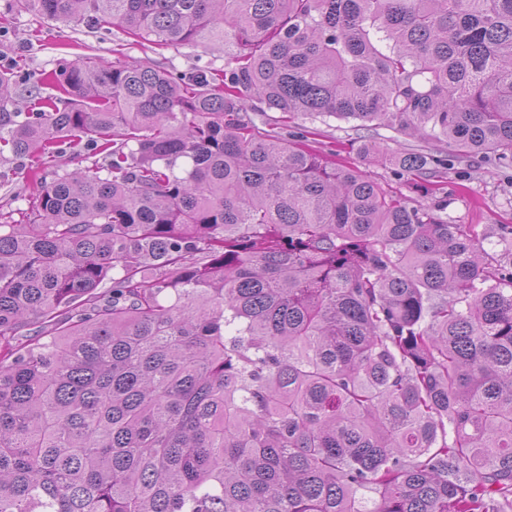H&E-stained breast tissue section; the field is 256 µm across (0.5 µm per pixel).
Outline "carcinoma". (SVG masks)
I'll list each match as a JSON object with an SVG mask.
<instances>
[{
  "instance_id": "obj_1",
  "label": "carcinoma",
  "mask_w": 512,
  "mask_h": 512,
  "mask_svg": "<svg viewBox=\"0 0 512 512\" xmlns=\"http://www.w3.org/2000/svg\"><path fill=\"white\" fill-rule=\"evenodd\" d=\"M14 2L225 63L63 59L37 112L0 70V512H512V225L247 117L426 141L359 152L431 195L511 170L512 0ZM297 122L302 123L307 127V130L313 132L308 135L307 141V144L312 149L327 151L330 148H336V150L340 151L341 156L357 166L368 178L400 192L412 205L418 203L432 205L435 201L434 197L430 195L425 196L421 191L415 189L409 180L410 178L395 177L391 166L382 165L380 162L364 160L359 153L358 146L361 140L360 136L366 133L354 128L353 126L356 125L354 122L348 123L334 118L327 119L326 124L319 120L314 122L310 120ZM378 133V138L383 143V149L389 153L427 150L429 146L417 139L400 136L388 128H380ZM58 160L60 172H71L76 169H84L86 167L103 166L107 163L104 155L95 151H84L78 157L64 154ZM20 160L0 161V214L11 216V221L20 222L27 208V196L36 188V183L25 179Z\"/></svg>"
}]
</instances>
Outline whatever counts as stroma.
Segmentation results:
<instances>
[{
  "label": "stroma",
  "mask_w": 512,
  "mask_h": 512,
  "mask_svg": "<svg viewBox=\"0 0 512 512\" xmlns=\"http://www.w3.org/2000/svg\"><path fill=\"white\" fill-rule=\"evenodd\" d=\"M85 56L105 64L118 59L152 60L183 74L204 64L217 69L224 66V53L216 47L141 45L117 27L64 25L16 11L9 0H0L1 70H17L31 86L52 73L60 59L74 61ZM306 127L312 149H336L368 178L400 192L411 204H432V196L415 189L409 179L394 176L391 166L364 160L358 150L361 132L351 123L331 118L307 122ZM443 180L450 195L443 216L450 223L512 225V170L502 172L475 161L464 169L448 170ZM35 187V182L25 179L21 161H0V214L21 221L27 196Z\"/></svg>",
  "instance_id": "1"
}]
</instances>
